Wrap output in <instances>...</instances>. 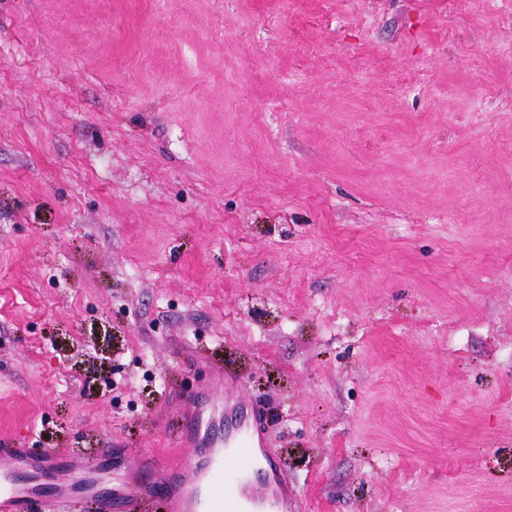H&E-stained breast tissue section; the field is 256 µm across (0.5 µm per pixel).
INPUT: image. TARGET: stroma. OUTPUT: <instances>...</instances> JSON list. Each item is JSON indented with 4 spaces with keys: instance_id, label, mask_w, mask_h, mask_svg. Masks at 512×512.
<instances>
[{
    "instance_id": "1",
    "label": "stroma",
    "mask_w": 512,
    "mask_h": 512,
    "mask_svg": "<svg viewBox=\"0 0 512 512\" xmlns=\"http://www.w3.org/2000/svg\"><path fill=\"white\" fill-rule=\"evenodd\" d=\"M227 393L288 512H512V0H0V448L164 512Z\"/></svg>"
}]
</instances>
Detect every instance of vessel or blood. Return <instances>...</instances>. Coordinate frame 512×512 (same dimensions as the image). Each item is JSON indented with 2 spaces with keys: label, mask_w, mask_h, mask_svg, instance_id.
Returning <instances> with one entry per match:
<instances>
[{
  "label": "vessel or blood",
  "mask_w": 512,
  "mask_h": 512,
  "mask_svg": "<svg viewBox=\"0 0 512 512\" xmlns=\"http://www.w3.org/2000/svg\"><path fill=\"white\" fill-rule=\"evenodd\" d=\"M187 419L194 454L181 465L166 512H286L288 485L277 469L259 477L252 470L263 438L237 402L219 400L211 410L190 411ZM56 482V471L43 465L24 481L0 484V512H28L38 487Z\"/></svg>",
  "instance_id": "obj_1"
}]
</instances>
